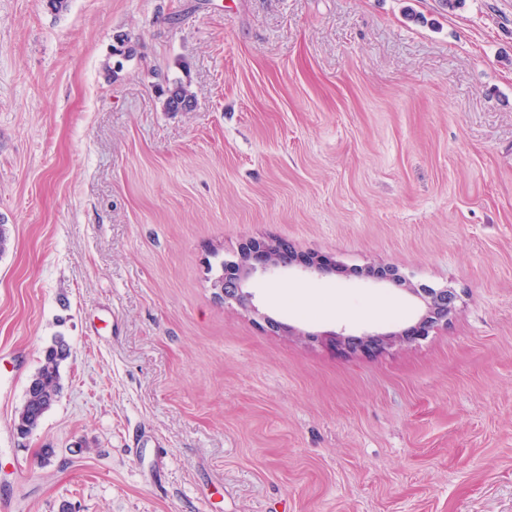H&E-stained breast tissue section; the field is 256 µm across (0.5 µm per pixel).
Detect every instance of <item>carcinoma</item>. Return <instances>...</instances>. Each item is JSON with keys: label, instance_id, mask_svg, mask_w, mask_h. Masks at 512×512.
Instances as JSON below:
<instances>
[{"label": "carcinoma", "instance_id": "carcinoma-1", "mask_svg": "<svg viewBox=\"0 0 512 512\" xmlns=\"http://www.w3.org/2000/svg\"><path fill=\"white\" fill-rule=\"evenodd\" d=\"M193 96L186 86L176 83L167 90L165 109L168 112H186L192 109ZM69 357V345L62 336H56L42 355L39 367L30 376L22 407L15 414L13 426L17 434L26 438L40 424L44 414L60 395V365Z\"/></svg>", "mask_w": 512, "mask_h": 512}]
</instances>
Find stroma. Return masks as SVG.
I'll use <instances>...</instances> for the list:
<instances>
[{"instance_id": "1", "label": "stroma", "mask_w": 512, "mask_h": 512, "mask_svg": "<svg viewBox=\"0 0 512 512\" xmlns=\"http://www.w3.org/2000/svg\"><path fill=\"white\" fill-rule=\"evenodd\" d=\"M0 224L16 512H512V0H0ZM251 236L339 271L246 312L211 279ZM424 285L458 296L424 340L303 338L409 327ZM193 96L186 86L176 83L167 90L165 109L168 112H186L192 109ZM69 350L63 336L54 337L44 349L39 367L28 380L24 403L14 417L13 426L21 438L37 429L60 395L63 389L60 365L69 357Z\"/></svg>"}]
</instances>
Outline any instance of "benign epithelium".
Segmentation results:
<instances>
[{
	"instance_id": "7a95c632",
	"label": "benign epithelium",
	"mask_w": 512,
	"mask_h": 512,
	"mask_svg": "<svg viewBox=\"0 0 512 512\" xmlns=\"http://www.w3.org/2000/svg\"><path fill=\"white\" fill-rule=\"evenodd\" d=\"M298 266L306 271L323 272L336 269V263L328 257L301 254L285 238L261 237L243 242L230 260L224 261L222 274L214 281L215 295L244 308H253L249 284L258 273ZM424 305L425 313L412 326L400 331L363 336L348 335L336 331L322 334L301 333L306 340L318 342L333 352L341 354L361 353L376 355L395 343H410L430 335L435 329L448 324L456 313V295L447 288H421L415 290Z\"/></svg>"
}]
</instances>
